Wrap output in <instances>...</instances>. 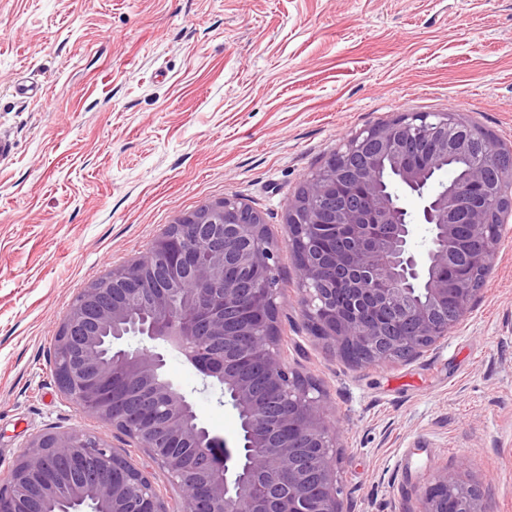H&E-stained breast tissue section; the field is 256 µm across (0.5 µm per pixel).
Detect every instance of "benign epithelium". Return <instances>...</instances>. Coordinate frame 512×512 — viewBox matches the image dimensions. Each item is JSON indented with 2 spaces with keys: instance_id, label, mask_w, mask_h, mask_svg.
Returning a JSON list of instances; mask_svg holds the SVG:
<instances>
[{
  "instance_id": "7a95c632",
  "label": "benign epithelium",
  "mask_w": 512,
  "mask_h": 512,
  "mask_svg": "<svg viewBox=\"0 0 512 512\" xmlns=\"http://www.w3.org/2000/svg\"><path fill=\"white\" fill-rule=\"evenodd\" d=\"M476 144L502 154L458 112H402L350 136L306 178L286 223L313 335L375 366L448 337L477 293L454 272L489 268L497 225L512 212V165L494 177L492 164L473 166L464 182L435 189L410 156L429 146L432 161H454ZM386 164L420 200L418 212L383 190ZM416 221L435 228L423 257L410 245ZM462 224L479 232L476 242L461 238ZM275 263L262 214L226 197L179 217L146 254L85 288L59 328L61 393L142 449L179 498H164L148 470L98 437L46 432L0 477V512H345L326 398L280 350ZM180 288L184 307L175 310L170 294ZM374 306L392 310L401 329L371 320ZM132 329L151 347L124 348ZM167 351L230 390L247 420L246 475L237 448L210 434L167 377ZM65 472L74 481L62 501ZM450 500L461 512H489L480 488L446 468L432 474L419 512H448Z\"/></svg>"
}]
</instances>
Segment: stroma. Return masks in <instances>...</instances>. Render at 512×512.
I'll use <instances>...</instances> for the list:
<instances>
[{
    "label": "stroma",
    "mask_w": 512,
    "mask_h": 512,
    "mask_svg": "<svg viewBox=\"0 0 512 512\" xmlns=\"http://www.w3.org/2000/svg\"><path fill=\"white\" fill-rule=\"evenodd\" d=\"M37 84L39 93L21 94ZM460 112L512 146V0H0V472L46 431L104 439L52 374L72 301L145 254L177 218L234 196L278 256L286 362L326 391L349 512H418L455 470L512 512V221L484 286L446 339L359 365L311 335L286 212L351 134L402 112ZM167 375L204 426L236 413L177 353Z\"/></svg>",
    "instance_id": "stroma-1"
}]
</instances>
